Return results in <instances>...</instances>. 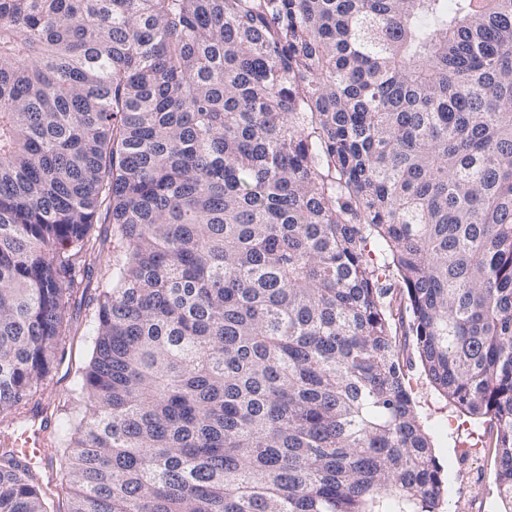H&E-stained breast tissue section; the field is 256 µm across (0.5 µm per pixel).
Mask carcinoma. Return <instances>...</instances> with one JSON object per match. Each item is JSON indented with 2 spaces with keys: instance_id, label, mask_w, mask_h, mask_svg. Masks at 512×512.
<instances>
[{
  "instance_id": "carcinoma-1",
  "label": "carcinoma",
  "mask_w": 512,
  "mask_h": 512,
  "mask_svg": "<svg viewBox=\"0 0 512 512\" xmlns=\"http://www.w3.org/2000/svg\"><path fill=\"white\" fill-rule=\"evenodd\" d=\"M103 210L67 509L3 445L0 512H439L413 352L512 512V0H0L1 427Z\"/></svg>"
}]
</instances>
